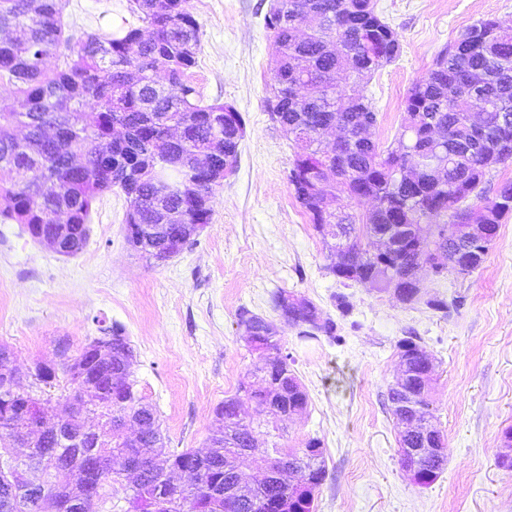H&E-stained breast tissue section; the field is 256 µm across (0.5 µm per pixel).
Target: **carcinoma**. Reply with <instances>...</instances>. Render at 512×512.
<instances>
[{"label":"carcinoma","mask_w":512,"mask_h":512,"mask_svg":"<svg viewBox=\"0 0 512 512\" xmlns=\"http://www.w3.org/2000/svg\"><path fill=\"white\" fill-rule=\"evenodd\" d=\"M127 9L141 25L112 31L64 36L59 0H0V27L11 36L0 41V79L18 87V105L0 112V162L17 181H0V194L10 206L0 213L27 227L40 239L52 210L67 224L66 255L76 254L86 241L85 224L92 206L105 191L119 188L133 205L134 223L145 222L144 212L154 202L186 215L169 241H151L137 249L148 260L163 261L179 254L191 239L188 224L205 225L213 211L217 183L195 172L194 151L219 148L224 157L238 160L245 122L228 104H201L199 92L188 79L200 49L199 25L189 10V0H169L168 11L153 10V0H129ZM273 33L275 57L273 83L267 109L273 125L294 134V158L287 174L288 187L321 236L326 269L341 282L362 285L377 279L378 289L388 287L393 274L424 268V250L405 245L390 270L372 262L371 250L361 239L372 241L393 224H431L440 247L471 260L483 248L454 224H485L496 237L502 219L512 212V180L498 184L493 196L483 188L486 175L512 158V29L493 18H482L466 27L453 44L435 56L425 75L408 91L404 121L385 148L359 137L362 123L378 112L362 93L376 71L396 61L402 45L396 30L376 10L373 0H272L265 16ZM57 56L59 64L48 73L44 60ZM147 71L141 80L130 70ZM55 125L52 135L46 127ZM182 126L186 144L164 140L165 129ZM331 126L346 135L347 171L340 181L327 179L325 170L336 166V154L317 137ZM74 155H85L88 164L70 170ZM410 173L401 174L405 165ZM58 191L39 201L32 189L42 183ZM373 203L366 213L339 206L341 199ZM349 249H339L344 239ZM291 292L279 288L270 304L297 330L302 340H338V325L309 299L294 306ZM237 324L257 331V361L251 377L264 379L263 352L281 354L280 366L271 376V387L252 388L243 382L238 393L227 397L213 411L215 429L205 456L193 449L171 451L166 447L156 410L136 390V380L124 372L132 350L125 329L113 324L102 329L108 357L100 358L91 345L77 355L70 344L56 342L59 369L71 378L81 368L91 386L90 411L117 421L129 415L140 425V435L130 440L111 430L109 452H127L151 463L145 484L126 487L135 512H150L151 502L166 494L169 473L180 471L189 482L179 488V507L172 512H254L265 499L279 502L280 512H316L315 492L326 478L321 441L310 438L296 449L297 472L307 478L301 492L286 477L277 484L250 482L239 473L234 449L251 446L254 437L268 439L269 450H283L278 422L288 418V408L307 409V391L290 393L288 382L299 381L290 357L282 354L274 323L243 307ZM416 384L400 391L391 384L387 398L398 421L409 415L400 433L402 448H422L420 423L432 418L430 403ZM17 400L0 390V433L13 426L9 408ZM60 442L51 432L29 448L28 456L44 473L74 467L72 449L61 454ZM81 468L96 470L104 486H123L125 478L112 468V458L97 462V451L80 449ZM445 460L427 459L419 484L428 486L443 472ZM238 485L237 505L209 499L204 487Z\"/></svg>","instance_id":"1"}]
</instances>
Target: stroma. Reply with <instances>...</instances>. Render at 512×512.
Wrapping results in <instances>:
<instances>
[{
    "instance_id": "35a3bbf8",
    "label": "stroma",
    "mask_w": 512,
    "mask_h": 512,
    "mask_svg": "<svg viewBox=\"0 0 512 512\" xmlns=\"http://www.w3.org/2000/svg\"><path fill=\"white\" fill-rule=\"evenodd\" d=\"M271 0H190L200 52L190 79L203 103L232 105L245 121L239 162L217 187L213 215L192 245L168 261L142 258L126 239L120 190L100 195L82 250L64 257L24 225L0 221V344L26 369L51 360L57 339L79 352L103 327L124 326L137 389L158 412L169 448L205 449L213 410L234 395L256 361L237 314L277 321L304 384L305 413L285 422L283 445L322 442L327 475L317 512H512V214L472 274L425 275L426 295L449 313L403 305L389 294L343 285L325 268L322 239L288 189L292 142L266 108L273 38ZM128 0H63L75 37L128 17ZM399 34L401 56L366 87L378 111L372 138L390 143L403 102L435 55L478 19L512 27V0H376ZM283 288L312 300L338 324L340 342L303 341L269 306ZM352 308L341 314L336 294ZM417 337L435 359L433 423L445 440V471L414 484L400 465V431L387 390L397 342Z\"/></svg>"
}]
</instances>
